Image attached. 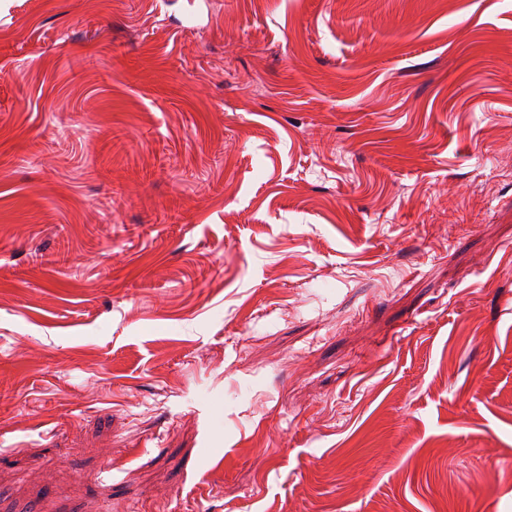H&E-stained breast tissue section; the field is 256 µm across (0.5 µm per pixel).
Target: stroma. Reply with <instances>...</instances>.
<instances>
[{
	"instance_id": "1",
	"label": "stroma",
	"mask_w": 512,
	"mask_h": 512,
	"mask_svg": "<svg viewBox=\"0 0 512 512\" xmlns=\"http://www.w3.org/2000/svg\"><path fill=\"white\" fill-rule=\"evenodd\" d=\"M512 0H12L0 512H512Z\"/></svg>"
}]
</instances>
